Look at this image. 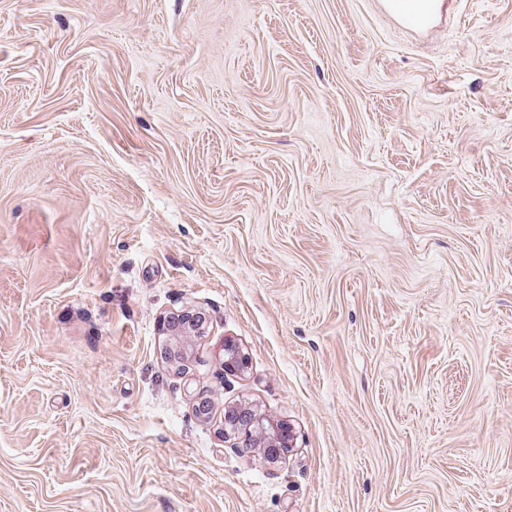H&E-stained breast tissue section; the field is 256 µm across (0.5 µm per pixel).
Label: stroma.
<instances>
[{"label":"stroma","mask_w":512,"mask_h":512,"mask_svg":"<svg viewBox=\"0 0 512 512\" xmlns=\"http://www.w3.org/2000/svg\"><path fill=\"white\" fill-rule=\"evenodd\" d=\"M0 512H512V0H0ZM200 313L198 314H190V313H187V314H184L185 316V323L181 324V323H177V322H171L170 323V326H169V329H170V336H171V339H170V349H169V352H180L182 351V346H181V340H182V336L185 332H187L189 329H192L194 331H196L197 333L199 334H202L204 333V317L199 315ZM201 319V321H199V319ZM187 323V327L184 326L185 324ZM182 354V353H181ZM267 431L266 450L264 453L265 459L268 463H276L281 458L282 448L289 446L288 440L281 435L286 432L289 439L288 431L272 422H268Z\"/></svg>","instance_id":"stroma-1"}]
</instances>
